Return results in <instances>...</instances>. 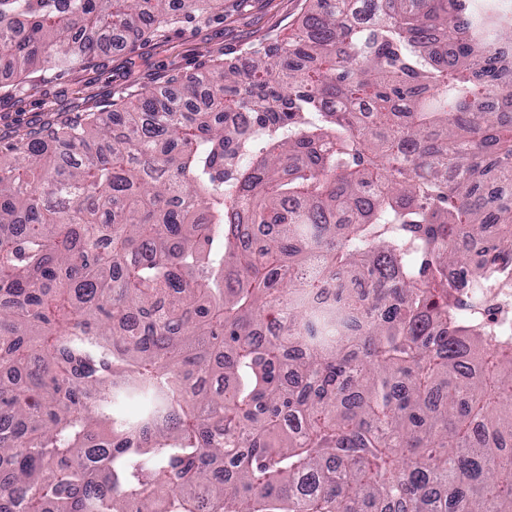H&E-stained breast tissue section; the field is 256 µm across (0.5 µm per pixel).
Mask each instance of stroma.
<instances>
[{"instance_id":"stroma-1","label":"stroma","mask_w":512,"mask_h":512,"mask_svg":"<svg viewBox=\"0 0 512 512\" xmlns=\"http://www.w3.org/2000/svg\"><path fill=\"white\" fill-rule=\"evenodd\" d=\"M311 6V0H224L223 8L149 35L134 49L105 48L83 67L39 72L22 83L0 68V141L24 140L52 114L77 116L147 89L176 91L179 81L216 62L287 39Z\"/></svg>"}]
</instances>
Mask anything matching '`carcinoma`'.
Returning <instances> with one entry per match:
<instances>
[{"instance_id": "1", "label": "carcinoma", "mask_w": 512, "mask_h": 512, "mask_svg": "<svg viewBox=\"0 0 512 512\" xmlns=\"http://www.w3.org/2000/svg\"><path fill=\"white\" fill-rule=\"evenodd\" d=\"M223 6L0 0V61ZM5 150L0 512H512V7L314 0Z\"/></svg>"}]
</instances>
